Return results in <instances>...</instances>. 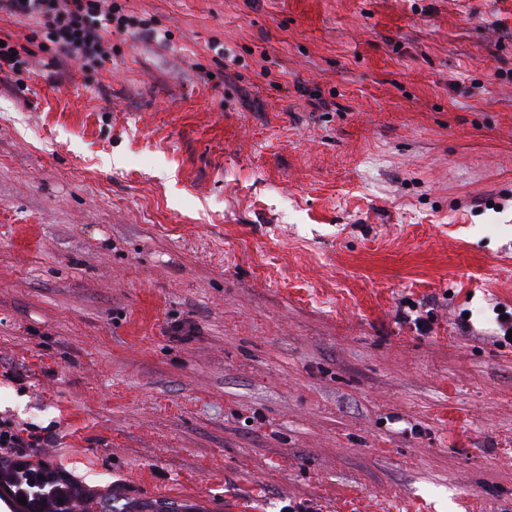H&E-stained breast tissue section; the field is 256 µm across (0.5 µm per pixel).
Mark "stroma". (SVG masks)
<instances>
[{
    "label": "stroma",
    "instance_id": "obj_1",
    "mask_svg": "<svg viewBox=\"0 0 512 512\" xmlns=\"http://www.w3.org/2000/svg\"><path fill=\"white\" fill-rule=\"evenodd\" d=\"M126 10L0 72V419L89 512H512V0Z\"/></svg>",
    "mask_w": 512,
    "mask_h": 512
}]
</instances>
